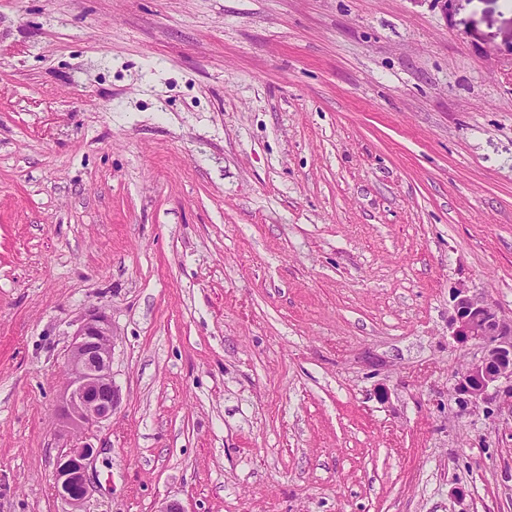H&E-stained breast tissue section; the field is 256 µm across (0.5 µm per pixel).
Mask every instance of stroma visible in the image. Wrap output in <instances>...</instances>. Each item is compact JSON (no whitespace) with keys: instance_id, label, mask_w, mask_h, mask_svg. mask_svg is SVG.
I'll return each instance as SVG.
<instances>
[{"instance_id":"stroma-1","label":"stroma","mask_w":512,"mask_h":512,"mask_svg":"<svg viewBox=\"0 0 512 512\" xmlns=\"http://www.w3.org/2000/svg\"><path fill=\"white\" fill-rule=\"evenodd\" d=\"M512 319L507 0H0V512H512L453 295ZM113 348L112 323L93 308L73 334L67 358L68 381L60 405L64 422L82 435L81 440L93 427L110 421L120 405V391L112 381ZM93 453L92 445L82 440L57 459L55 488L71 507L68 512H83L92 490L86 461Z\"/></svg>"}]
</instances>
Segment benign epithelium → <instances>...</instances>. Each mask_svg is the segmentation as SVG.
Segmentation results:
<instances>
[{
    "instance_id": "7a95c632",
    "label": "benign epithelium",
    "mask_w": 512,
    "mask_h": 512,
    "mask_svg": "<svg viewBox=\"0 0 512 512\" xmlns=\"http://www.w3.org/2000/svg\"><path fill=\"white\" fill-rule=\"evenodd\" d=\"M454 301L451 336L481 352L457 376L454 393L459 406L465 411L501 395L502 404L512 410V320H504L490 303L464 288ZM113 348L112 323L98 309L90 310L73 334L60 405L66 425L82 435L110 421L120 405V391L112 381ZM93 453L92 445L81 441L57 459L55 488L71 507L69 512H82L90 495L86 461Z\"/></svg>"
}]
</instances>
